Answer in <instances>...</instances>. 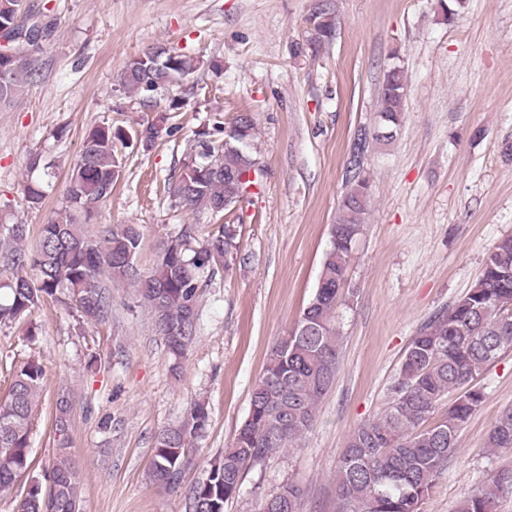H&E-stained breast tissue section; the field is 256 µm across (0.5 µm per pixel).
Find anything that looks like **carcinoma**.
I'll use <instances>...</instances> for the list:
<instances>
[{
  "instance_id": "carcinoma-1",
  "label": "carcinoma",
  "mask_w": 512,
  "mask_h": 512,
  "mask_svg": "<svg viewBox=\"0 0 512 512\" xmlns=\"http://www.w3.org/2000/svg\"><path fill=\"white\" fill-rule=\"evenodd\" d=\"M21 0H0V27L14 24ZM312 15V45L331 41L336 33L330 0H320ZM41 42H11L0 50V108L13 104L35 80L32 63ZM200 60L160 44L129 61L118 82L132 104L152 109L168 101L166 112L150 124L149 143L130 136L122 127L104 121L83 137L77 161L64 189L65 205L41 225L32 248L24 247L27 227L0 228V247L11 277L0 284L8 300L0 303V324L23 317L47 297L76 310L82 321H103L111 308L109 284L127 282L153 312L155 326L168 353L178 361L197 335L200 290L219 269H229L224 255L239 248L237 225L218 224L198 245L195 228L187 225L162 242L158 259L143 273L126 264L138 258L143 232L139 224H111L102 238L83 228L97 218L112 198V190L126 165L118 145L135 142L152 147L161 134L173 135L169 113L184 106L170 90L194 74ZM407 83L403 69L393 65L383 75L378 96L379 129L401 126ZM243 141L224 146V122L216 119L197 134L192 164L165 180L173 206L222 218L232 215L224 196L247 192L259 184L240 176L256 164L254 121L247 113L233 118ZM389 137L376 128L357 130L345 162L346 193L336 222L330 225V247L323 254L315 291L296 330L272 347L262 376L255 384L249 412L230 447L210 462L208 477L192 488L189 512H224L239 496L244 471L298 445L315 422L320 399L336 382L340 370L342 336L336 311L349 306L356 288L348 282L353 247L362 234L371 192L365 164L370 145ZM30 178L24 198L37 208L53 189V172L41 155L29 158ZM512 350V235L504 236L484 260L477 282L450 305L436 312L413 336L404 352L387 410L358 425L348 434L335 473L336 512H421L435 480L458 448V433L482 404L485 393L471 385L501 353ZM45 370L32 358L14 371L8 396L0 401V492L9 491L28 468L32 419ZM457 398L443 417L431 419L451 393ZM71 402L59 394L55 427L56 461L48 493L29 485L28 512H80V486L68 457ZM209 420L207 405L194 403L175 426L161 428L154 437L150 479L165 490L179 487L187 450L203 435ZM487 447L512 451V409H506L489 429ZM512 497V466L497 469L490 479L459 502L457 512H498L499 503ZM256 512H300V490L281 484L257 504Z\"/></svg>"
}]
</instances>
